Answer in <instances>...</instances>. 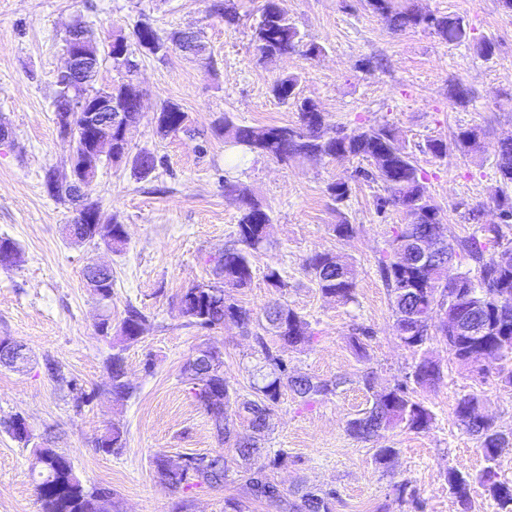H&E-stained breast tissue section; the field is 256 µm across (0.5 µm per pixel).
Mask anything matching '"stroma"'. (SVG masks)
Here are the masks:
<instances>
[{
    "label": "stroma",
    "instance_id": "1",
    "mask_svg": "<svg viewBox=\"0 0 512 512\" xmlns=\"http://www.w3.org/2000/svg\"><path fill=\"white\" fill-rule=\"evenodd\" d=\"M235 2L242 20L228 27L211 15V0H0V238L20 248L17 263L0 267V336L21 342L30 356L23 368L0 366V417L22 415L36 439L69 454L87 485L111 490L112 512H224L229 498L238 499L243 512H275L250 499L237 475L221 486L175 491L158 480L151 464L158 453L177 461L218 447L207 414L182 381L195 348L221 351L226 378L245 397L263 363L255 339L236 325L191 326L178 306L184 288L212 280L211 257L235 238L237 202L224 192L230 180L273 216L268 243L252 259V284L235 300L260 310L273 295L265 275L278 270L287 283L283 301L317 333L310 347L283 350V358L294 372L344 380L335 394L309 405L282 395L266 445L285 458L268 473L287 490L335 489L334 512H457L448 493L449 468L475 474L485 465L476 436L455 416L458 400L479 395L484 415L512 432V388L500 385L495 373L461 364L443 339H434L430 355L444 379L415 392L434 414L431 429L398 427L367 442L345 430L368 407L372 391L404 382L419 359L393 331L391 297L378 268L404 213L392 207L377 212L382 189L357 177L363 160L284 166L255 154L235 168L234 151L214 125L226 116L246 125L296 123L294 107L274 98L270 88L279 77L298 75L297 97L315 101L330 124L348 130L393 124L451 234L472 235L476 227L465 218L467 207L484 203V223L499 221L489 193L498 181L494 150L512 136V15L498 0H414L422 13L463 18L472 39L493 37L495 51L484 58L422 27L392 32L363 0H279L320 51L264 62L251 43L263 0ZM141 20L164 35L202 31L207 51L202 58L180 52L163 61L137 58L144 110L128 132L129 148L153 153L158 166L140 179L130 163L100 165L92 198L104 212L117 214L127 236L115 252L98 238L69 240L64 226L73 208L46 191L47 171H67L73 152L70 139L59 133L53 101L71 26H85L103 44ZM453 80L469 88V103L449 97ZM167 102L187 112L189 132L157 135L155 115ZM469 128L481 131L477 155L451 150L438 157L426 148L428 141H447ZM341 177L349 179L351 193L338 204L326 187ZM341 215L355 228L351 237L333 231ZM317 252L352 264L353 302L322 296L304 267ZM92 262L112 269L109 303L86 286L83 273ZM130 306L147 323L124 352L134 392L118 399L109 390L106 360ZM105 317L114 327L103 334L98 324ZM362 328L371 332L363 358L353 347ZM50 360L61 366L60 377L48 373ZM369 371L370 390L363 384ZM79 391L86 396L80 404ZM115 424L126 432L124 448L97 452L95 439ZM379 448L395 451L382 467L373 460ZM31 462L29 447L0 432V512H40Z\"/></svg>",
    "mask_w": 512,
    "mask_h": 512
}]
</instances>
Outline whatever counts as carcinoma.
Returning <instances> with one entry per match:
<instances>
[{"label":"carcinoma","mask_w":512,"mask_h":512,"mask_svg":"<svg viewBox=\"0 0 512 512\" xmlns=\"http://www.w3.org/2000/svg\"><path fill=\"white\" fill-rule=\"evenodd\" d=\"M367 5L393 32L417 27L431 29L446 43L461 44L469 41L463 20L448 15H424L414 0H367ZM212 11L234 26L240 21L235 4L231 0H213ZM254 49L260 59L273 61L290 56H313L320 51L314 44L305 41L296 25L280 8L278 0H265L258 22L253 27ZM124 42L125 56L112 57V68L128 75L135 73L137 62L134 53L164 59L175 47L168 37L161 35L151 23L138 22L129 36H118ZM471 42V41H469ZM474 53L487 57L492 55L495 43L487 38L471 42ZM298 77L285 76L271 87V92L280 101H293L298 114L294 125L252 126L237 124L226 117L218 124L217 132L224 141L243 152L269 156L287 165L293 161L308 158H327L344 161L361 158L370 163L371 169H360L356 174L381 183L384 196L377 199V207L399 208L406 217V223L395 230L390 242V251L379 262L381 277L393 304L396 336L415 352H422L412 374V381L418 387H435L443 380V372L425 349L430 339L431 324L428 315L435 309L459 314L472 309L474 314L485 318L486 333L480 339L456 336L450 330L447 317H442L436 328L438 335L446 340L448 350L464 364L476 366L481 373L495 369L500 381L512 387V245L503 246L504 226L512 224V197L506 189L512 185V138L500 141L494 153V162L499 174V185L489 194L500 210L502 223L481 222L483 206L478 204L467 212V220L477 225V232L462 238L450 240L453 259L467 261L465 272L448 278V267L444 265H414L410 263L411 240L419 235L439 230L442 237H448V226L443 224L440 207L431 196L424 174L412 158L398 144L397 132L389 124L359 127L347 131L329 124L326 115L311 99H294ZM86 90L94 95H110L114 99L127 96L124 83L95 87V81L85 82ZM134 113L125 112L113 121L112 161L115 163L131 160L132 170L139 178L149 177L157 167V158L150 152H140L129 157L128 146L118 139L116 126L130 122ZM188 115L173 102L160 108L156 132L161 137L175 135L187 130ZM82 120L72 121L70 129L60 128V133L74 143L75 172L88 162L85 150V134L81 129ZM428 150L443 156L453 149L468 156L479 149V134L465 129L458 132L451 143L431 140ZM47 193L53 199L67 201V189L60 182V176L49 172L45 176ZM226 192L235 196L239 217L235 239L224 247L223 261L213 262L215 281L194 283L180 295V312L190 325L211 329L226 322H232L247 336L255 337L262 349L264 365L257 370L251 389L254 398L241 396L224 376V358L214 350L207 356L205 366L186 361L182 369L183 382L191 390L206 412L218 443L222 448L208 454L188 457L189 466L183 470L167 465V456L153 457L152 465L160 482L177 490L190 485H221L225 482L231 464L239 468V477L246 494L251 499L264 502L288 512H333L336 490L320 492L303 491L298 500L291 502L280 485L270 477L264 466H253L251 455L243 450L238 437L236 422L240 421L253 428L268 430L270 418L280 403L283 390L287 389L306 403L322 399L342 384L341 379H321L305 375L291 378L288 362L272 350L265 341L270 335L288 347L308 346L313 342L314 329L303 316L288 304L277 299L270 300L263 311L257 313L250 308L236 304L232 292L247 288L252 282V257L267 243L266 226L272 224L270 210L247 189L227 180ZM349 181L338 179L327 186V193L333 201L341 203L349 197ZM90 207L99 214L103 223L110 225L111 233L104 242L114 249L125 243V230L117 217L107 215L93 202ZM69 235L77 241L93 240L97 233L89 224L67 225ZM493 244L496 249L489 250ZM19 259L16 244L8 238H0V266H11ZM305 266L313 276L321 294L339 303L355 300L356 282L351 264L333 253H316L306 259ZM88 288L100 295L101 300L112 299V270L108 269L96 281L87 282ZM145 316L130 306L120 322L119 345L107 359L110 373V391L113 396L124 399L133 393L125 378V346L136 342L143 333ZM12 343L9 355L3 357L5 364L15 366L25 361L23 345L4 336L0 346ZM480 398L475 394L462 397L455 408V414L466 430L475 435L483 453L485 466L473 477L458 468L448 469V491L461 505V512H467L470 489L478 481L494 500L498 512H512V485L499 479V449L509 443V436L495 429L492 423L478 414ZM17 419L13 415L0 419V430L27 446L30 436L10 425ZM433 413L424 403L413 398L408 383H398L393 388L374 394L371 407L364 416L347 422L349 436L367 441L383 430L404 426L414 432L430 429ZM125 431L113 425L96 438L95 448L112 454L125 446ZM229 451L231 457L224 456ZM35 459L32 473L40 503V512H98L97 499L110 492L84 483L77 473L71 458L52 448L43 441L34 446Z\"/></svg>","instance_id":"cac0c4a2"}]
</instances>
